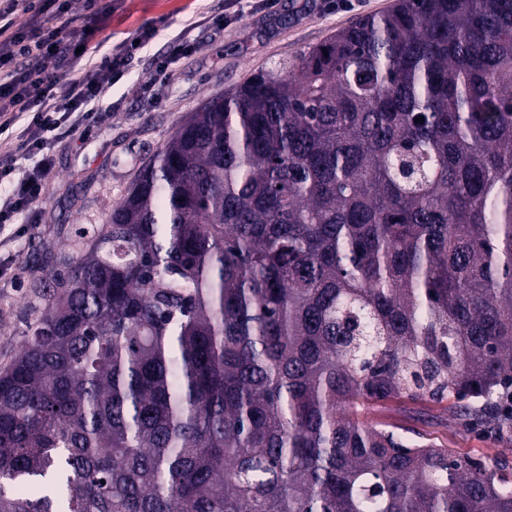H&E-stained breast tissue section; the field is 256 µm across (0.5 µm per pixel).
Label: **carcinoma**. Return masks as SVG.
I'll list each match as a JSON object with an SVG mask.
<instances>
[{
    "label": "carcinoma",
    "mask_w": 512,
    "mask_h": 512,
    "mask_svg": "<svg viewBox=\"0 0 512 512\" xmlns=\"http://www.w3.org/2000/svg\"><path fill=\"white\" fill-rule=\"evenodd\" d=\"M53 281L0 512H512V461L359 418L512 443V0H395L207 99ZM451 402L393 399L366 407L359 417L371 425L394 430L408 441L434 442L459 456L487 461L497 457L512 460V444L462 424L449 410Z\"/></svg>",
    "instance_id": "1"
}]
</instances>
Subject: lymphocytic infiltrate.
<instances>
[{"label": "lymphocytic infiltrate", "instance_id": "lymphocytic-infiltrate-1", "mask_svg": "<svg viewBox=\"0 0 512 512\" xmlns=\"http://www.w3.org/2000/svg\"><path fill=\"white\" fill-rule=\"evenodd\" d=\"M105 10L101 0H84L79 14L71 0H0V132L20 127L34 159L18 177L0 167V182L9 183L0 195L1 225L22 217L37 223L43 185L55 166L50 132L83 139L90 113L120 109L110 91L156 31L143 28L106 51L89 50ZM20 12L29 16L22 25L15 21ZM62 79L68 89L60 97L55 87Z\"/></svg>", "mask_w": 512, "mask_h": 512}]
</instances>
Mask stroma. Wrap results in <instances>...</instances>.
Returning a JSON list of instances; mask_svg holds the SVG:
<instances>
[{"label": "stroma", "mask_w": 512, "mask_h": 512, "mask_svg": "<svg viewBox=\"0 0 512 512\" xmlns=\"http://www.w3.org/2000/svg\"><path fill=\"white\" fill-rule=\"evenodd\" d=\"M106 30L122 39L140 27L158 35L112 89L120 112H101L85 140L55 142L35 224L0 232V367L9 363L45 305L36 280L64 271L79 246L78 228L103 224L141 166L209 97L248 74L288 60L356 20L389 9L394 0H224L223 27L194 32L193 53L159 74L151 66L168 38L199 12L200 0H117ZM361 420L410 441H430L454 454L512 459V444L462 424L447 402L393 399L366 407Z\"/></svg>", "instance_id": "1"}]
</instances>
